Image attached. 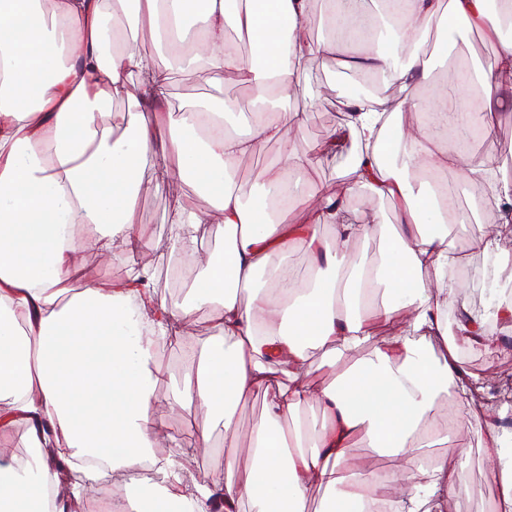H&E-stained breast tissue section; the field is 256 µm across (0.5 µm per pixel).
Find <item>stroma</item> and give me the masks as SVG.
I'll return each instance as SVG.
<instances>
[{
    "mask_svg": "<svg viewBox=\"0 0 512 512\" xmlns=\"http://www.w3.org/2000/svg\"><path fill=\"white\" fill-rule=\"evenodd\" d=\"M499 45L486 41L479 32L459 31L443 36L440 28L430 27L421 36L422 53L438 58L439 63L430 85L420 88V95L427 96L436 87L451 83L455 65L459 61L482 62L494 59ZM360 74L346 71L342 62L333 56H317L307 71L302 84L307 88L305 106L307 119L299 126H293L291 141L293 156L304 161L311 146L321 140L327 130L336 127V98L346 87L358 84ZM222 98L240 103L250 102V90L234 79H227L224 85L208 82L205 74L185 73L183 79L171 80L164 109L172 117H179L184 106L191 101ZM357 146L352 140L341 141L334 152L321 155L313 165H306L302 180L322 187L328 194L344 193L346 182L343 173L350 156ZM171 201L167 184L145 176L144 189L135 209L134 219L145 231V239L152 251L162 252L164 262L155 263L148 275V286L157 299L168 305L181 304L187 288L199 272L198 266L177 254L172 249L174 233L165 222V215ZM479 225L470 224L456 229L450 245L461 257L463 274L456 291L455 304L449 305V319H456L459 305L483 310L489 300V293L481 286L487 261L481 255L470 252L468 239L477 234ZM129 272L124 262L112 259L96 249L92 242H85L77 270L67 282L68 293L90 284L111 285L127 280ZM186 343H175L164 347L158 354L163 371L173 373L179 379L194 378L195 372L183 358L187 342L215 339L219 336L216 321L208 308L197 309L186 324ZM494 340L500 345L497 353L487 352L483 345L472 344L460 348L462 366L482 376L487 383L498 384L512 379V322L499 323L494 331ZM458 401L454 395L441 396L436 405V417L446 426L441 441L427 451L428 456L455 464L468 459L466 471L467 492L451 496L446 512H492L495 486L491 481L493 464L479 446L480 436L476 432L458 425L455 417ZM264 406L262 394L243 397L236 410V445H224V435L213 431L208 443H196L191 468L196 475L225 468L227 462H234L238 469H245L250 463L252 430L260 418ZM152 410L159 423L158 441L155 454L161 455L168 449L179 446L187 440L191 430L201 428L208 420L206 412L198 404L178 405L174 402L168 381L159 382L153 394Z\"/></svg>",
    "mask_w": 512,
    "mask_h": 512,
    "instance_id": "1",
    "label": "stroma"
}]
</instances>
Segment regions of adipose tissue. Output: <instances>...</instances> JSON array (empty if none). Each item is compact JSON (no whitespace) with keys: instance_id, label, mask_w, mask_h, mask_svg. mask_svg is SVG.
I'll return each instance as SVG.
<instances>
[{"instance_id":"obj_1","label":"adipose tissue","mask_w":512,"mask_h":512,"mask_svg":"<svg viewBox=\"0 0 512 512\" xmlns=\"http://www.w3.org/2000/svg\"><path fill=\"white\" fill-rule=\"evenodd\" d=\"M328 3L325 22L339 33L315 41L307 34L312 0H0V429L25 424L29 447L41 451L35 465L0 466V512H74L84 501L82 487L72 484L62 497L61 471L83 472L94 483L100 471H81L79 459L105 458L114 473L152 458L150 409L159 380L152 364L160 347L181 340L185 321L202 305L222 338L202 344L196 379L175 398L198 402L221 421L230 447L237 403L263 392L252 463L192 482L187 449L174 448L161 458L157 481L140 497L115 502L112 512H239L244 501L255 512H303L313 486L329 493L325 512H372L383 503L390 512H445L449 493L465 484V462L426 463L413 451L438 438L435 406L447 392L459 400L461 423L481 433L486 456L500 463L495 512H512V429L483 418L479 397L488 386L457 356L462 341L493 348L490 333L512 320V302L496 296L489 310L464 308L448 321L460 260L446 227L471 217L424 178L464 170L507 225L512 174L491 155L440 151L428 127L411 136L395 120L402 112H431L451 128L469 124L482 139L492 137L499 115L512 110V39L501 36L512 21V0L498 11L490 0H392L394 21L377 28L358 19L357 0ZM189 12L195 37L185 65L202 68L216 85L235 77L255 102L297 97L315 57L346 45L361 47L359 67L398 87V96L374 108L339 94L343 119L313 147L324 154L343 139L356 142L346 196L311 188L315 206L301 223L287 224L288 124L257 113L243 135L225 123L223 106L205 102L177 120L159 116L174 55H143L125 23L135 20L160 40L178 39ZM434 22L498 39L480 108L471 109L456 82L434 98L420 97L416 89L430 80L432 59L415 52L398 65L388 52V44ZM230 29L256 43L263 62L237 53ZM124 99L128 109L114 112L113 102ZM147 112L156 113L155 122L144 120ZM270 142L280 145L281 159L267 167L258 192L238 181L235 164ZM387 144L401 149L400 163L384 158ZM149 167L194 184L209 201L204 212L177 201L167 214L174 250L201 265L182 306L158 301L137 275L64 300L85 239L114 257L141 245L134 210ZM352 193L396 200L394 223L377 212L356 223L346 200ZM205 224L223 232V260L200 258ZM327 227L332 237H324ZM372 233L385 241L380 259L349 257L352 243ZM297 247L310 263L301 284L283 264ZM241 287L251 290L248 301H240ZM401 314L402 333L373 342L374 324ZM312 349L323 364H350L333 383L319 385L311 378ZM312 400L321 416L288 426L296 407ZM358 435L402 467L349 471Z\"/></svg>"}]
</instances>
